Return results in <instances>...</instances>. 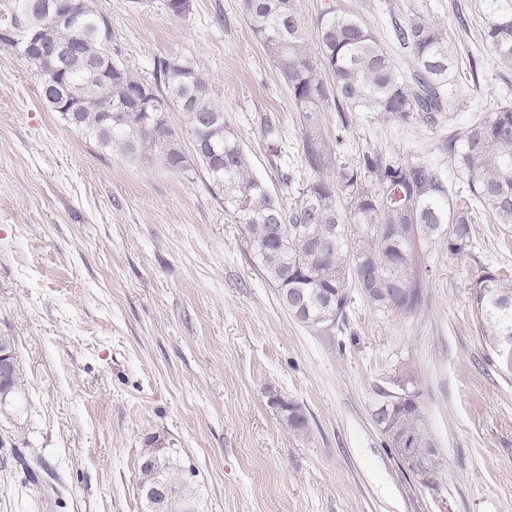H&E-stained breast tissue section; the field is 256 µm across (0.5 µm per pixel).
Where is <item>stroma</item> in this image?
<instances>
[{
    "instance_id": "35a3bbf8",
    "label": "stroma",
    "mask_w": 512,
    "mask_h": 512,
    "mask_svg": "<svg viewBox=\"0 0 512 512\" xmlns=\"http://www.w3.org/2000/svg\"><path fill=\"white\" fill-rule=\"evenodd\" d=\"M494 0H302L354 13L403 69L392 21L422 15L455 58L456 110L437 124L376 112L322 115L337 159L386 157L457 179L442 145L512 104V69L484 29ZM112 49L139 78L193 56L252 172L284 205L312 179L299 114L255 38L242 0H95ZM466 251L447 240L423 257L425 296L394 317L353 295L343 320L315 330L279 300L245 231L204 172L104 151L42 101L35 69L0 46V331L17 338L26 392L0 433L42 456L27 484L0 447V512H142L147 437L176 442L197 472L200 512H512V366L479 330L473 285L512 277V227L477 213ZM416 376L442 463L425 486L386 447L373 412ZM299 403L310 434L291 435L272 396Z\"/></svg>"
}]
</instances>
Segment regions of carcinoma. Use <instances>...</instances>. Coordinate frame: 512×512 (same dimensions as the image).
<instances>
[{"label": "carcinoma", "instance_id": "cac0c4a2", "mask_svg": "<svg viewBox=\"0 0 512 512\" xmlns=\"http://www.w3.org/2000/svg\"><path fill=\"white\" fill-rule=\"evenodd\" d=\"M46 0H0V18L33 14L43 45L68 46L62 61L67 79L86 105L71 126L101 149L137 160L155 154L170 170L188 174L203 167L224 206L245 228L246 244L298 321L312 328L334 325L351 303V285L377 276L383 290L365 299L396 317L416 313L424 301L420 248L448 236V248L464 251L472 239V212L480 206L495 223L512 226V107L504 105L475 121L449 145L461 184H446L424 163L365 155L324 177L332 150L321 133V112L332 106L407 122L435 124L453 110L448 85L453 55L440 26L420 15L393 25V41L409 51L411 75L357 17L330 10L309 34L301 0H243V10L288 87L303 127L306 165L317 178L286 207L250 172L249 157L231 133L209 78L195 59L175 54L159 61L155 82L136 77L119 56L108 60L112 22L84 0H71L73 19L55 23L40 5ZM484 37L506 67H512V10H494ZM41 99L51 105L61 74L56 61L34 63ZM182 112L192 136L186 152L168 114ZM348 199L341 211L336 199ZM473 305L481 332L506 364H512V279L486 272L475 280ZM289 433L309 434L299 405L280 414ZM384 436L405 466L414 459L436 478L441 463L422 406L389 407ZM12 457L34 484L43 465L19 448ZM174 442L160 435L146 441L139 458L143 512L154 506L195 508V482Z\"/></svg>", "mask_w": 512, "mask_h": 512}]
</instances>
